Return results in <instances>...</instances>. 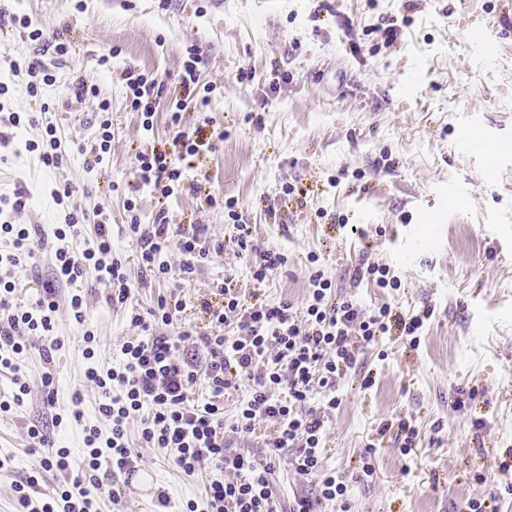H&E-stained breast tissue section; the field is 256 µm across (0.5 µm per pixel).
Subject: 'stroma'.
Instances as JSON below:
<instances>
[{"instance_id":"obj_1","label":"stroma","mask_w":512,"mask_h":512,"mask_svg":"<svg viewBox=\"0 0 512 512\" xmlns=\"http://www.w3.org/2000/svg\"><path fill=\"white\" fill-rule=\"evenodd\" d=\"M28 16L43 32L30 40L19 27ZM401 26L393 41L381 29ZM492 33V46L469 32ZM68 53L58 56L57 43ZM196 52L198 98L173 127L169 109L181 96L179 76ZM108 65H100L101 56ZM39 62L54 81L28 96V63ZM158 79L162 95L144 129L131 112L120 75L125 66ZM95 84L110 104L112 152L102 170L86 172L82 149L96 143L97 106L77 102L69 85ZM0 107L33 116L16 128L0 123V199L22 194L25 206L5 211L15 224L41 225L45 237L13 274L14 301L26 306L43 282L54 280V230L65 212L53 198L70 187L85 219L70 250L93 236L98 209L112 226V250L133 283L125 303L108 305L107 288L87 272L57 282L53 337L54 406H47L40 354L46 339L28 335L18 359L29 393L17 412L0 415V512H21L14 492L29 475L52 494L63 477L36 472L28 434L32 422L50 426L56 445L71 453V476L82 473L88 429L109 434L98 391L85 379L91 360L84 332L96 336V360L116 361L139 330L130 323L159 298L185 301L165 334L210 331L201 301L224 302V289L242 300L260 294L269 303L303 302L309 278L323 273L337 296L365 310L390 304L430 311L418 348L407 337H381L358 357L338 385L341 404L327 424L324 469L343 475L351 512H512V11L506 0H0ZM223 128L215 148L188 157L186 179L198 191L161 197L136 189L137 152L193 135L205 120ZM54 127L62 159L40 164L25 144ZM493 153H474L464 132ZM295 193L285 194L286 185ZM134 210H127L126 200ZM250 224L258 250L285 254L287 263L256 285L247 257L234 248L211 254L183 276L177 249L166 279L142 282L139 248L126 237L131 216L152 223L165 211L171 224H204L212 238H232L226 200ZM317 255L309 263L308 255ZM391 267L398 289L353 284L361 259ZM84 300L85 320L70 314L72 295ZM371 387H364L366 376ZM247 385L224 395V427L232 447L264 460L275 427L233 433ZM63 422L53 426V413ZM407 420L417 444L402 455L386 422ZM141 419L127 424L129 446L172 512L194 502L207 512L205 485L223 479L214 466L187 476L175 449L146 446ZM372 474H364L363 464ZM496 498H489V491ZM97 512H154L139 489L102 485Z\"/></svg>"}]
</instances>
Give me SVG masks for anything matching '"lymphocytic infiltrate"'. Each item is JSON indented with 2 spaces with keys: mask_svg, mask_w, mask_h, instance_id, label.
I'll return each mask as SVG.
<instances>
[{
  "mask_svg": "<svg viewBox=\"0 0 512 512\" xmlns=\"http://www.w3.org/2000/svg\"><path fill=\"white\" fill-rule=\"evenodd\" d=\"M122 79L131 111L151 118L161 96L158 80L131 66ZM137 162L140 185L153 187L165 198L182 190L178 157L154 151L139 154ZM128 230L140 248L142 275L156 279L170 272L163 259L169 246H177L183 255L186 274L194 272L196 262L224 249L223 242L208 235L205 225H193L188 233L175 230L162 213L153 224L135 221ZM94 233V247L82 254L62 245L56 248L60 273L74 282L87 269H94L98 280L109 287L106 302H125L130 285L121 262L112 256L111 227L98 222ZM41 235L36 224L0 222V238L8 243L7 249L0 250V267L18 266ZM14 291L12 281L0 279V368L11 371L24 350L17 339L20 329L50 335L58 310L53 284H44L28 308L14 304ZM201 307L215 333L141 335L122 345L121 367L95 364L87 368V381L103 397L99 411L112 424L106 436L89 430L87 470L98 471L107 463L113 473L121 474L133 466L126 424L148 406L152 413L143 415L141 433L145 443L176 449L175 463L186 475L208 464L227 472V480L211 481L206 489L212 512H315L310 497H295L285 506L274 492L275 453L288 447L295 451L296 472L319 476L321 498L336 502L339 512H350L345 481L324 472L322 466L325 417L340 401L328 397L320 412L310 409L308 402L317 389L335 388L337 380L355 366L358 354L377 337L397 332L418 344L424 325L421 315L398 311L387 303L374 313L361 312L352 300L337 298L331 280L319 274L311 277L308 297L299 309L288 300L271 304L259 298L247 303L236 295L226 296L221 307L206 301ZM231 321L236 324L234 333H219V326ZM201 376L207 380L209 396L199 402L191 400L190 393ZM242 381L249 382L250 393L238 409L236 432L250 433L265 423L276 427L269 441L272 453L262 463L227 448L224 442V393ZM37 483L32 476L15 486L26 512H93L94 500L81 479H74L72 488L63 490L56 500L33 497L30 490Z\"/></svg>",
  "mask_w": 512,
  "mask_h": 512,
  "instance_id": "lymphocytic-infiltrate-1",
  "label": "lymphocytic infiltrate"
}]
</instances>
